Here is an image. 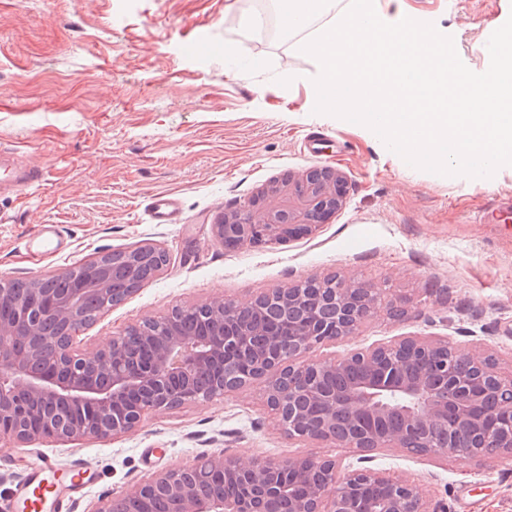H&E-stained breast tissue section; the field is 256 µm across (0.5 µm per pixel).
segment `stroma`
<instances>
[{"mask_svg": "<svg viewBox=\"0 0 512 512\" xmlns=\"http://www.w3.org/2000/svg\"><path fill=\"white\" fill-rule=\"evenodd\" d=\"M404 14L452 36L481 73L512 0H404ZM264 20L245 0H0V152L43 173L40 185L0 193V275L46 278L99 253L163 250L166 265L81 333L85 347L214 297L243 301L304 277L370 282L391 313L317 356L422 334L459 349L487 344L499 371L512 372V214L477 218L512 197V165L490 178L432 174L371 130L315 113L319 65L301 46L324 18L248 41ZM316 167L339 172L346 198L314 235L234 251L215 239L224 212ZM160 194L178 198L179 223H150ZM47 224L61 247L32 258ZM261 391L151 415L120 437L0 446V512L42 456L93 475L66 512H94L204 454L356 465L348 449L276 429ZM372 465L411 474L443 512H512V461L386 450Z\"/></svg>", "mask_w": 512, "mask_h": 512, "instance_id": "1", "label": "stroma"}]
</instances>
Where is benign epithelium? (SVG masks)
I'll return each instance as SVG.
<instances>
[{
    "label": "benign epithelium",
    "mask_w": 512,
    "mask_h": 512,
    "mask_svg": "<svg viewBox=\"0 0 512 512\" xmlns=\"http://www.w3.org/2000/svg\"><path fill=\"white\" fill-rule=\"evenodd\" d=\"M270 194L279 204L259 198L224 215L215 238L239 248L308 237L340 209L345 189L338 172L321 168ZM104 258L75 267L82 287L65 294L16 297L12 278L0 276V310L9 311L0 313L1 445L127 434L150 414L259 381L263 406L288 436L353 449L363 461L385 448L414 451L425 437L449 432L448 443L423 454L512 458V373L499 372L484 350L450 353L441 336L407 335L332 360L310 356L390 310L376 285L310 277L242 302L195 305L213 321L205 336L185 335L171 311L103 347L79 349L86 296L101 297L103 313L116 306L98 271ZM135 329L152 349L145 362L125 352ZM388 355L391 373L382 369ZM226 482L261 488L275 512H441L408 474L320 456L243 464L223 453L156 473L94 512H122L129 501L157 495L171 512H252L247 499L224 495Z\"/></svg>",
    "instance_id": "7a95c632"
}]
</instances>
